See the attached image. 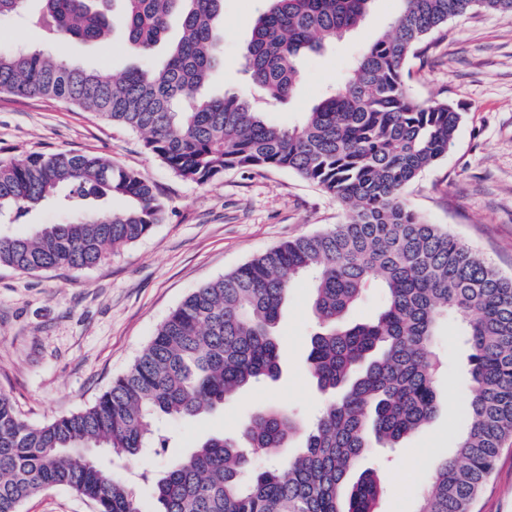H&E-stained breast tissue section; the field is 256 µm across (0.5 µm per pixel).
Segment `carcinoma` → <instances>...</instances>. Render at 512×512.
Masks as SVG:
<instances>
[{"mask_svg":"<svg viewBox=\"0 0 512 512\" xmlns=\"http://www.w3.org/2000/svg\"><path fill=\"white\" fill-rule=\"evenodd\" d=\"M39 50H0V94L65 102L143 136L145 147L185 181L204 185L227 169H280L345 206L344 221L297 237L202 284L159 325L129 370L96 402L42 425L22 420L0 395V512L64 487L97 512H144L137 491L104 471L93 450L134 456L166 448L161 417L183 419L232 400L280 373L274 330L293 284L307 278L317 330L308 366L330 394L305 434L275 406L241 436L206 440L162 476L142 475L157 512H376L381 485L349 477L367 448H398L440 407L441 324L452 316L467 347L473 397L455 454L440 460L418 512H472L504 444L512 439V279L404 200L407 187L447 152L463 113L446 101H415L405 64L448 19L473 10L512 12V0H402L389 33L304 120L282 129L263 108L285 102L298 61L342 38L373 0H264L246 47L245 93L206 97L221 63L217 22L224 0H37ZM27 0H0V18ZM178 18L181 38L159 68L118 79L70 61L59 40L96 43L118 28L148 59ZM124 201L115 209L112 198ZM49 201L75 210L67 224L31 235L0 234V266L24 273L92 268L146 236L164 212L153 184L106 157L58 152L0 159V213L19 219ZM377 286L385 305L370 320L350 312ZM276 456L257 469L251 460Z\"/></svg>","mask_w":512,"mask_h":512,"instance_id":"obj_1","label":"carcinoma"}]
</instances>
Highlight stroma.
Listing matches in <instances>:
<instances>
[{
	"label": "stroma",
	"instance_id": "obj_1",
	"mask_svg": "<svg viewBox=\"0 0 512 512\" xmlns=\"http://www.w3.org/2000/svg\"><path fill=\"white\" fill-rule=\"evenodd\" d=\"M261 0H224V64L212 94L247 91L243 55ZM401 0H374L360 24L301 59V80L270 122L298 123L336 86L361 51L389 29ZM67 58L112 77L139 65L120 34L94 44L68 42ZM408 85L422 102L445 100L464 114L447 154L407 190L410 207L470 245L512 277V13L475 10L449 19L409 58ZM83 152L143 174L164 202L152 231L90 269L23 274L0 268V394L20 417L41 424L91 406L122 375L157 327L195 288L224 276L281 243L327 229L345 208L319 187L285 170H226L204 185L178 178L142 137L60 101L0 95V157ZM310 283L298 280L282 309L277 380L242 390L224 406L173 422L170 447L131 458H97L123 479L160 473L211 436L235 432L249 414L278 405L309 419L324 402L307 369L315 329ZM440 410L397 453L368 449L360 470L383 492L378 512H416L436 462L455 452L473 391L455 320L443 323ZM21 512H94L91 502L52 487ZM474 512H512V447L504 448Z\"/></svg>",
	"mask_w": 512,
	"mask_h": 512
}]
</instances>
